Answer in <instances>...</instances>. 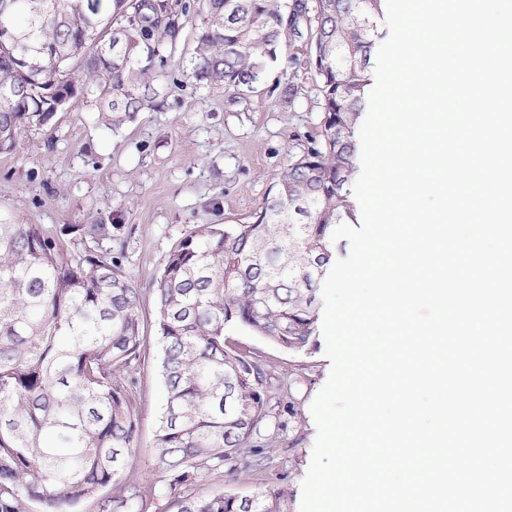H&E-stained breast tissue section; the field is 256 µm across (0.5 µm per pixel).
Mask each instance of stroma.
Here are the masks:
<instances>
[{"mask_svg":"<svg viewBox=\"0 0 512 512\" xmlns=\"http://www.w3.org/2000/svg\"><path fill=\"white\" fill-rule=\"evenodd\" d=\"M205 22L201 13L182 18L165 64L152 73L161 93L154 109L114 129L91 106L76 102L49 126L23 127L16 149L0 153V220L41 225L69 243L73 226L111 224L112 259L141 288L149 324L156 305L151 285L171 248L200 224L253 222L289 164L321 140L318 78L302 64L305 39L282 43L279 61L240 95L207 88L192 75ZM290 86L297 93L288 102ZM227 335L291 376L293 386L291 393L276 394L260 428L276 437L272 464L221 469L198 491L249 497L272 487L283 492L281 512H300L317 436L311 404L330 373L324 337L315 333L309 352L291 353L243 328ZM161 361L160 344L151 343L138 373L134 449L104 496L161 478L151 453L167 398Z\"/></svg>","mask_w":512,"mask_h":512,"instance_id":"35a3bbf8","label":"stroma"}]
</instances>
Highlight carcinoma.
I'll list each match as a JSON object with an SVG mask.
<instances>
[{"label":"carcinoma","mask_w":512,"mask_h":512,"mask_svg":"<svg viewBox=\"0 0 512 512\" xmlns=\"http://www.w3.org/2000/svg\"><path fill=\"white\" fill-rule=\"evenodd\" d=\"M311 58H320L321 142L291 162L251 224H201L169 253L156 279L167 390L154 455L175 491L254 447L281 389L272 367L225 337L244 327L293 353L316 330L314 286L333 257L332 233L352 212L345 184L367 84L372 17L381 0H314ZM207 22L195 78L238 91L289 29L280 0H199L175 14L168 0H16L14 32L34 50L42 84L0 44V152L25 125L53 119L57 96L80 99L120 125L157 105L149 82L179 16ZM81 249L37 224L0 223V512H158L151 482L99 498L136 433L137 363L149 345L142 294L112 262V225L84 224ZM281 492L177 496L173 512H280Z\"/></svg>","instance_id":"cac0c4a2"}]
</instances>
